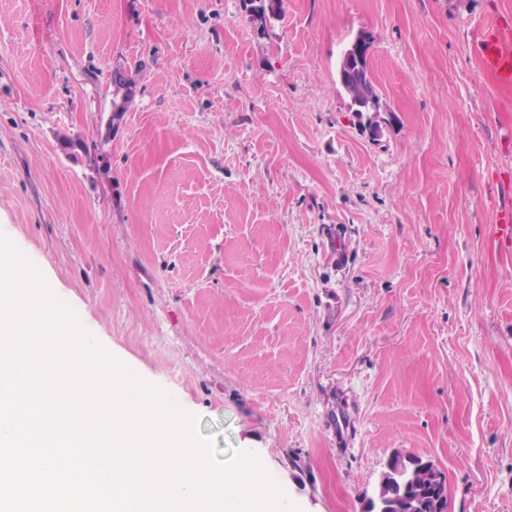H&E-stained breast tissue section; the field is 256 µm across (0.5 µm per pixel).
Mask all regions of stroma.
Here are the masks:
<instances>
[{
    "mask_svg": "<svg viewBox=\"0 0 512 512\" xmlns=\"http://www.w3.org/2000/svg\"><path fill=\"white\" fill-rule=\"evenodd\" d=\"M512 0H0V234L80 325L299 512L394 453L512 512ZM392 114L336 76L358 34ZM133 99L114 112L113 72ZM483 72L500 88L512 89V20L491 18L477 32ZM492 234L502 246L512 247V207L510 205L498 211L496 224L492 226Z\"/></svg>",
    "mask_w": 512,
    "mask_h": 512,
    "instance_id": "obj_1",
    "label": "stroma"
}]
</instances>
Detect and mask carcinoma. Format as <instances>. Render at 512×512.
<instances>
[{
	"mask_svg": "<svg viewBox=\"0 0 512 512\" xmlns=\"http://www.w3.org/2000/svg\"><path fill=\"white\" fill-rule=\"evenodd\" d=\"M397 468L388 472L384 482L390 512H410L415 499H420L417 512H446L448 493L446 483L432 481L437 466L418 456H403L396 460Z\"/></svg>",
	"mask_w": 512,
	"mask_h": 512,
	"instance_id": "obj_1",
	"label": "carcinoma"
}]
</instances>
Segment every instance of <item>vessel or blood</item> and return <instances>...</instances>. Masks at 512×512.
<instances>
[{"label": "vessel or blood", "mask_w": 512, "mask_h": 512, "mask_svg": "<svg viewBox=\"0 0 512 512\" xmlns=\"http://www.w3.org/2000/svg\"><path fill=\"white\" fill-rule=\"evenodd\" d=\"M479 59L484 73L500 88L512 89V19L486 21L477 32ZM492 234L502 246L512 247V207L501 208Z\"/></svg>", "instance_id": "b4317fda"}]
</instances>
